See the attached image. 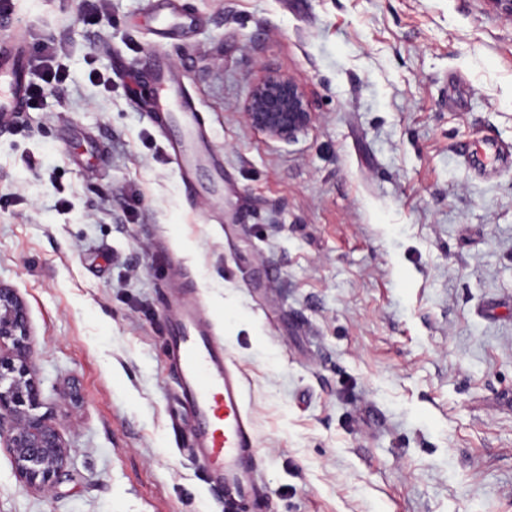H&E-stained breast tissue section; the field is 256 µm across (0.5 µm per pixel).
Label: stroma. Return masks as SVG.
Masks as SVG:
<instances>
[{"label": "stroma", "instance_id": "stroma-1", "mask_svg": "<svg viewBox=\"0 0 512 512\" xmlns=\"http://www.w3.org/2000/svg\"><path fill=\"white\" fill-rule=\"evenodd\" d=\"M10 0L0 40L67 48L0 126V284L23 298L48 490L0 443V512H224L170 426L166 300L193 282L244 381L270 512H512V20L490 0ZM161 53L213 164L189 197L133 100ZM315 118L243 106L266 69ZM76 392L65 402L63 390ZM151 4L155 13L162 21L159 32L164 37L181 35L193 26L194 20L187 15L180 14L175 0H153ZM190 20L189 22L187 20ZM243 114L250 126L274 139L292 138L314 119L302 85L278 72L253 84Z\"/></svg>", "mask_w": 512, "mask_h": 512}]
</instances>
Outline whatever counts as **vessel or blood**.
Instances as JSON below:
<instances>
[{
	"label": "vessel or blood",
	"mask_w": 512,
	"mask_h": 512,
	"mask_svg": "<svg viewBox=\"0 0 512 512\" xmlns=\"http://www.w3.org/2000/svg\"><path fill=\"white\" fill-rule=\"evenodd\" d=\"M162 21L161 35L190 29L175 0H154ZM28 50L20 43H0V118L12 119L27 109ZM147 78L152 86L142 103L160 130H174L170 158L188 191L203 157L199 146L198 109L182 83L173 81L163 61ZM169 350L185 405L193 418L189 450L211 483L222 489L229 512H242L247 484L255 467L253 423L245 409L244 384L230 358L204 321V309L193 285H185L169 322Z\"/></svg>",
	"instance_id": "obj_1"
}]
</instances>
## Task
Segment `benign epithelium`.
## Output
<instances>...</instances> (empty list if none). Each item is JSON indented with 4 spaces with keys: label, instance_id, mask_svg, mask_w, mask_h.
<instances>
[{
    "label": "benign epithelium",
    "instance_id": "benign-epithelium-1",
    "mask_svg": "<svg viewBox=\"0 0 512 512\" xmlns=\"http://www.w3.org/2000/svg\"><path fill=\"white\" fill-rule=\"evenodd\" d=\"M243 114L250 126L274 139L292 138L314 119L302 85L278 72L253 84ZM30 350L26 306L14 289L0 284V437L17 474L42 489L65 470L68 456L53 418L39 412L40 382Z\"/></svg>",
    "mask_w": 512,
    "mask_h": 512
}]
</instances>
